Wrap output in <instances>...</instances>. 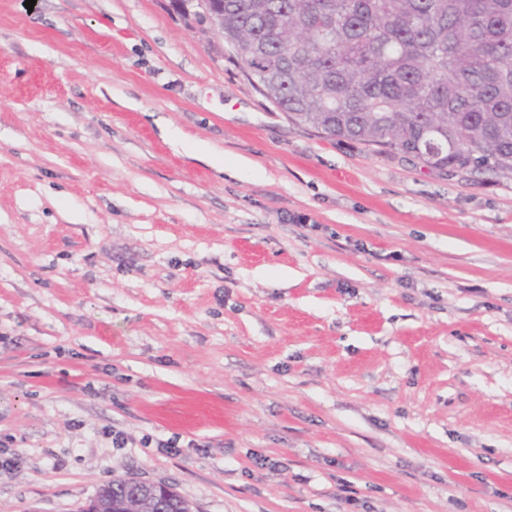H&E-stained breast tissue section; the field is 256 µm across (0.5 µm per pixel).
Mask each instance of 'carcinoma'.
I'll use <instances>...</instances> for the list:
<instances>
[{"instance_id":"1","label":"carcinoma","mask_w":512,"mask_h":512,"mask_svg":"<svg viewBox=\"0 0 512 512\" xmlns=\"http://www.w3.org/2000/svg\"><path fill=\"white\" fill-rule=\"evenodd\" d=\"M198 22L211 0H174ZM224 45L295 122L430 170L512 177V0H219ZM191 512L115 478L83 512Z\"/></svg>"}]
</instances>
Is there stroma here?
I'll use <instances>...</instances> for the list:
<instances>
[{
	"mask_svg": "<svg viewBox=\"0 0 512 512\" xmlns=\"http://www.w3.org/2000/svg\"><path fill=\"white\" fill-rule=\"evenodd\" d=\"M0 451V512H512V178L291 122L173 0H0ZM145 498L155 503L149 509L151 512H191L189 504L173 490L164 493L163 489L154 484H130L122 478L112 479L103 485L87 508L81 511L92 512V507L97 503L103 512H107V506L112 502V512H119L117 507L136 512L141 510L140 501Z\"/></svg>",
	"mask_w": 512,
	"mask_h": 512,
	"instance_id": "1",
	"label": "stroma"
}]
</instances>
